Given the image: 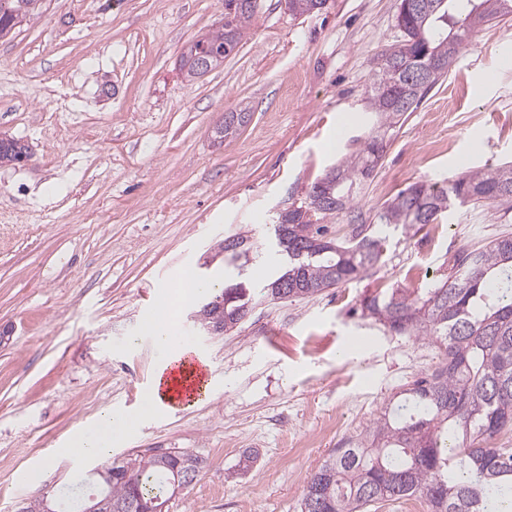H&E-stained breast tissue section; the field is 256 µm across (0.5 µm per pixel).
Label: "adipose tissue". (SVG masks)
<instances>
[{
    "mask_svg": "<svg viewBox=\"0 0 512 512\" xmlns=\"http://www.w3.org/2000/svg\"><path fill=\"white\" fill-rule=\"evenodd\" d=\"M199 295L200 291L196 288L182 293L163 291L154 313L144 319L143 331L152 339L163 359L138 415L118 417L109 412L102 414L93 427L78 429L70 436L63 448L65 454L91 458L106 457L115 443L134 433L140 419L159 415L161 411L167 409L170 395L164 389L165 377L175 371L192 348L190 342L179 340L172 335L167 319L175 315L180 308L194 303Z\"/></svg>",
    "mask_w": 512,
    "mask_h": 512,
    "instance_id": "ef3b65f1",
    "label": "adipose tissue"
}]
</instances>
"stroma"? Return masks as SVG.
Masks as SVG:
<instances>
[{
    "label": "stroma",
    "mask_w": 512,
    "mask_h": 512,
    "mask_svg": "<svg viewBox=\"0 0 512 512\" xmlns=\"http://www.w3.org/2000/svg\"><path fill=\"white\" fill-rule=\"evenodd\" d=\"M258 3L236 52L192 81L178 56L224 0H42L0 38V133L30 152L0 166V512L88 494L94 469L174 451L203 467L168 512H300L333 449L441 360L430 341L361 317L363 297L432 287L457 253L512 234V211L453 205L390 232L363 278L260 299L233 331L209 334L187 306L207 395L143 422L107 460L60 455L100 414L139 408L160 362L142 322L162 287L187 268L223 283L217 241L300 205L377 129L371 60L399 35V0H330L299 18L284 0ZM243 109L247 123L215 142ZM385 140L355 198L369 223L411 185L512 161V15L470 38ZM246 449L256 460L242 472Z\"/></svg>",
    "instance_id": "stroma-1"
}]
</instances>
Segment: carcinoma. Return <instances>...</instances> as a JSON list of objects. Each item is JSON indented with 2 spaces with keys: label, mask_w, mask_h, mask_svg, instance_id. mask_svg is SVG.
I'll return each mask as SVG.
<instances>
[{
  "label": "carcinoma",
  "mask_w": 512,
  "mask_h": 512,
  "mask_svg": "<svg viewBox=\"0 0 512 512\" xmlns=\"http://www.w3.org/2000/svg\"><path fill=\"white\" fill-rule=\"evenodd\" d=\"M42 0H0V37L16 19L34 14ZM323 0H286L304 15ZM400 39L376 54L369 108L389 131L417 109L448 74L450 59L475 30L512 14V0H400ZM256 13V0H224V22L187 45L180 68L198 77L194 56L204 47L231 55ZM247 113L229 112L214 131L236 132ZM370 136L362 149L340 159L314 183L306 201L277 214L258 234L230 233L218 244L230 273L236 261L270 246L281 264L263 281L266 297L304 299L367 275L380 261L387 230L406 232L433 223L452 204H500L512 209V164L467 171L448 188L411 185L364 224L354 214V188L382 156ZM28 147L11 138L0 145V164L12 165ZM350 215L343 240L328 237L326 222ZM224 304L206 315L229 331L253 308L248 281L222 290ZM362 313L399 335L438 346L441 362L387 403L365 431L336 448L310 476L301 512H365L386 499L422 497L430 512H495L512 500V450L489 440L512 428V236L454 257L452 272L434 288H394L366 295ZM201 459L186 452L136 455L96 475L100 512H144L167 502L176 476L197 477Z\"/></svg>",
  "instance_id": "cac0c4a2"
}]
</instances>
